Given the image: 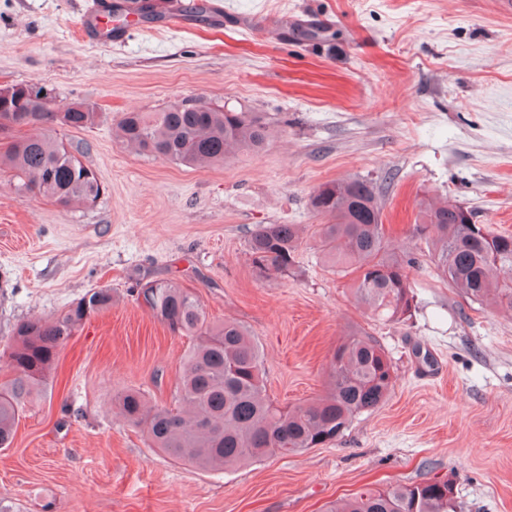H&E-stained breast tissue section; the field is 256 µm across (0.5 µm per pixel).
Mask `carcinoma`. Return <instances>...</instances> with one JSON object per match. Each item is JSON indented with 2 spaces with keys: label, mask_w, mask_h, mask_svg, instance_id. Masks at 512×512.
Masks as SVG:
<instances>
[{
  "label": "carcinoma",
  "mask_w": 512,
  "mask_h": 512,
  "mask_svg": "<svg viewBox=\"0 0 512 512\" xmlns=\"http://www.w3.org/2000/svg\"><path fill=\"white\" fill-rule=\"evenodd\" d=\"M292 33L308 41L335 36L313 25ZM97 116L46 112L36 101H11L0 108V129L56 123L87 128ZM117 129L135 150L200 168L224 163L233 149L257 153L271 136L259 113L226 110L200 98L175 102L159 112H127ZM2 165L21 180L20 192H36L64 208L89 207L102 192L82 153L44 133L11 143L0 153ZM311 207L327 220L316 231L320 250L339 271L355 274L356 300L385 321L401 320L413 301L411 262L394 252L385 234L376 184L363 178L326 183L314 192ZM415 232L432 242L437 269L449 287L474 303L512 311V234L473 223L470 211L449 201L439 206L421 203ZM299 246L294 224L258 228L247 243L256 276L288 274ZM140 289L158 320L173 334L194 336L196 342L183 362L175 406H150L137 390L120 392L116 403L129 423L144 427L154 447L177 461L219 471L263 457L299 454L340 439L353 418L379 408L391 394V359L374 339L354 333L332 354L322 398L293 407L276 405L265 393L259 346L244 326L208 322L200 300L169 279L150 280ZM111 304L110 290L98 288L54 320L16 325L3 351L13 377L0 382V448L11 445L24 408L40 396L59 347ZM327 512H457V504L448 478L366 489Z\"/></svg>",
  "instance_id": "cac0c4a2"
}]
</instances>
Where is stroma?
<instances>
[{
    "mask_svg": "<svg viewBox=\"0 0 512 512\" xmlns=\"http://www.w3.org/2000/svg\"><path fill=\"white\" fill-rule=\"evenodd\" d=\"M211 21L137 20L122 41L82 26L86 0H0V84L39 83L98 112L48 127L104 186L87 208L21 196L0 169V350L17 323L56 318L94 288L112 305L59 349L40 398L0 448L8 512H324L364 487L453 478L463 512H512V313L470 302L411 234L420 202L456 201L512 233V7L504 0H219ZM335 25L331 42L282 38ZM200 97L265 114L256 154L188 167L127 147L123 113ZM383 189L382 220L414 263L402 321L377 320L337 274L310 208L323 183ZM262 224L298 225L289 275L257 279L247 254ZM169 278L209 322L251 331L266 392L294 406L326 390L336 346L354 331L391 359L394 389L338 441L210 471L154 448L114 395L170 404L192 340L137 298Z\"/></svg>",
    "mask_w": 512,
    "mask_h": 512,
    "instance_id": "obj_1",
    "label": "stroma"
}]
</instances>
